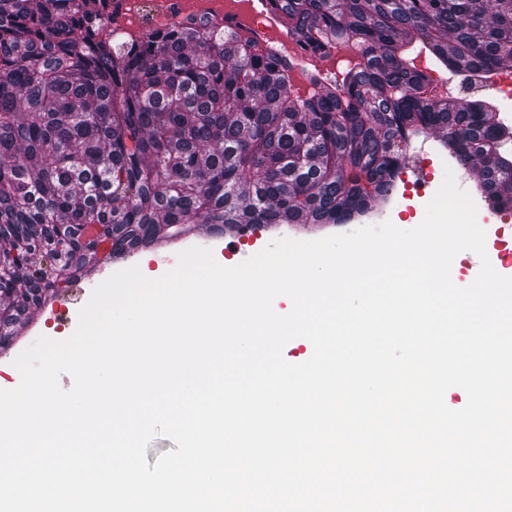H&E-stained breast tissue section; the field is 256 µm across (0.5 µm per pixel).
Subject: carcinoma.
Listing matches in <instances>:
<instances>
[{
	"label": "carcinoma",
	"mask_w": 512,
	"mask_h": 512,
	"mask_svg": "<svg viewBox=\"0 0 512 512\" xmlns=\"http://www.w3.org/2000/svg\"><path fill=\"white\" fill-rule=\"evenodd\" d=\"M342 79L292 91L283 59L205 18L118 38L121 0H0V349L88 267L197 224H347L385 204L433 131L512 209V122L436 91L416 43L455 75L512 62V0H265Z\"/></svg>",
	"instance_id": "carcinoma-1"
}]
</instances>
